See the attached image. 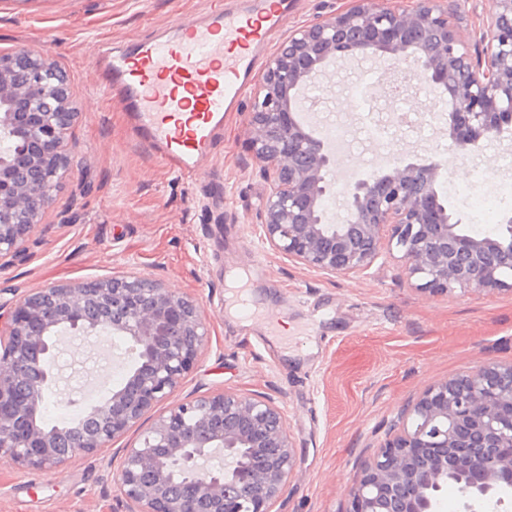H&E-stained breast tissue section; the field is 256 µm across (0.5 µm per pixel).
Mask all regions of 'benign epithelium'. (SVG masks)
<instances>
[{
    "instance_id": "7a95c632",
    "label": "benign epithelium",
    "mask_w": 512,
    "mask_h": 512,
    "mask_svg": "<svg viewBox=\"0 0 512 512\" xmlns=\"http://www.w3.org/2000/svg\"><path fill=\"white\" fill-rule=\"evenodd\" d=\"M446 0L396 9L353 0L292 31L269 56L250 109V145L270 181L262 224L276 252L328 275L365 271L384 247L400 254L415 289L430 295L512 292V216L494 236L463 232L441 193L447 166L398 162L338 190L323 134L301 118V93L331 64L384 59L380 88L415 81L438 95L460 155L512 127V0L471 48ZM62 68L26 46L0 55V270L21 261L60 184L71 177L64 142L75 120ZM341 197L331 215L324 200ZM114 336L134 365L80 423L41 418L57 385V338ZM208 342L192 298L159 279L128 275L22 294L0 331V454L51 469L108 448L131 429L119 492L129 512H271L291 477L294 444L282 412L259 396L218 391L173 401ZM168 406L147 429L145 416ZM454 481L465 512L505 504L512 483V362L487 363L427 388L392 425L349 491L348 512H437Z\"/></svg>"
}]
</instances>
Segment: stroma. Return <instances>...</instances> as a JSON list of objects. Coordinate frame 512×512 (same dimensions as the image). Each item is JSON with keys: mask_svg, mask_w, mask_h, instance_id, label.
<instances>
[{"mask_svg": "<svg viewBox=\"0 0 512 512\" xmlns=\"http://www.w3.org/2000/svg\"><path fill=\"white\" fill-rule=\"evenodd\" d=\"M211 0H0V54L25 45L68 73L77 117L67 135L73 175L27 242V256L0 271V325L20 294L52 285L148 274L193 298L209 341L177 393L188 399L222 389L258 394L282 410L296 452L292 478L272 512H347L348 488L384 443L389 425L429 386L487 362H512V293L423 294L403 274L397 252L382 251L364 272L331 277L271 249L262 232L269 183L250 148V102L262 77L254 71L241 100L224 115V132L203 172L173 177L133 137L102 75L107 49L169 34L185 16L206 14ZM350 0H293L273 41L349 7ZM453 21L470 43L487 29L491 0H453ZM54 44L41 49L44 32ZM372 60L330 66L306 121L343 128L352 142L337 154L329 180L365 178L399 160L439 161L465 171L466 182L441 191L463 223L485 218L473 199L495 196L512 181V131L460 157L434 100L410 89L401 109L411 122L393 125L382 91L364 112L351 87ZM386 132L373 137L370 127ZM251 271L248 286L262 313L243 322L226 312L227 276ZM287 323L297 341L274 338ZM91 337L65 338L57 351L67 394L58 424L105 401L131 359L121 338L105 358ZM129 432L97 456L78 455L52 469L0 464V512H126L109 460L133 444Z\"/></svg>", "mask_w": 512, "mask_h": 512, "instance_id": "stroma-1", "label": "stroma"}]
</instances>
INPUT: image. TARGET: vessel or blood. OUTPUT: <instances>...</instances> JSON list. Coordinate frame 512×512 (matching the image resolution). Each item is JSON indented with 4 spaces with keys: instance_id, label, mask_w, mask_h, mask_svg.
<instances>
[{
    "instance_id": "b4317fda",
    "label": "vessel or blood",
    "mask_w": 512,
    "mask_h": 512,
    "mask_svg": "<svg viewBox=\"0 0 512 512\" xmlns=\"http://www.w3.org/2000/svg\"><path fill=\"white\" fill-rule=\"evenodd\" d=\"M288 0H258L230 11L216 0L204 19L187 17L166 38H144L113 52L109 76L139 143L181 177L198 176L240 101Z\"/></svg>"
}]
</instances>
